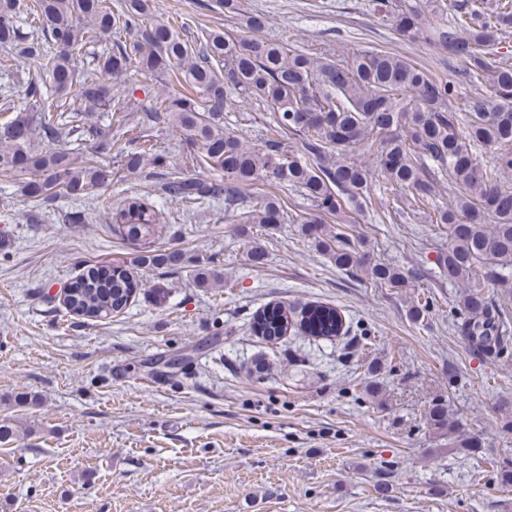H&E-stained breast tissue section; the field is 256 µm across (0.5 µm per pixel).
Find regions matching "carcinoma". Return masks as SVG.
Segmentation results:
<instances>
[{
  "instance_id": "carcinoma-1",
  "label": "carcinoma",
  "mask_w": 512,
  "mask_h": 512,
  "mask_svg": "<svg viewBox=\"0 0 512 512\" xmlns=\"http://www.w3.org/2000/svg\"><path fill=\"white\" fill-rule=\"evenodd\" d=\"M229 17H243L245 27L260 33L263 14L243 9L241 0H217ZM46 29L54 53L29 40L23 54L44 67L55 91L61 95L78 86L76 97L89 108L110 117L101 127L84 121L82 111L55 112L36 99L40 89L31 86L33 100L15 117L0 124V172L27 176L26 196L42 204L60 195H89L112 182L106 160L112 152V126L127 122L125 107H112V88L93 78L77 81L76 63L87 45L114 29L134 33L131 42L93 58L94 69L109 77L134 67L144 81L154 82L171 73L183 92L156 95L140 104L139 123L162 127L179 134L197 152L216 178L173 176L162 184L169 199L224 201V210L240 224H278L283 210L276 199L265 197L247 203L243 191L260 182L301 190L316 210L339 215L346 206L360 211L373 203L367 170L355 163H331L333 151L359 145L372 152L386 188L406 192L405 200L429 215L434 224L448 225V253L442 266L448 281L467 283L470 275L484 269L488 281L505 277L512 269V191L501 184V172L512 169V59L496 54L499 33L512 24V0H497V8L483 12L468 8L444 16L430 28L418 15L399 12L398 34L407 41L425 40L448 54V76L430 77L406 59L382 51L357 54L349 60L313 56L281 41L256 37L238 41L222 31H202L189 41L170 20L156 14L154 0H0V45L20 41L18 14ZM472 84H487V93L468 100L465 116L454 109L460 77ZM251 100L274 114L273 137L263 148L246 147L241 138L224 130V111L229 96ZM301 133L300 146L283 142V133ZM35 140L53 144L35 152ZM91 143L95 153L78 161L80 144ZM124 158L129 171L145 162L150 147L131 139ZM492 148L496 163L477 164L475 151ZM456 195L454 204L434 208L441 182ZM494 218L492 227L486 217ZM159 221L156 209L132 198L112 216L113 230L139 246L135 263L175 266L179 254H154L150 244ZM305 235L317 250L328 254L336 266L349 272L370 270L373 278L393 288H403L411 275L384 263L363 261L357 248L343 234H327L317 220L308 222ZM201 286L216 284L222 274L202 265L196 272ZM137 280L125 263L95 264L73 283L68 309L90 319L106 318L123 310ZM458 328L473 346H500L501 326L486 297L473 290L463 297ZM286 312L266 308L252 318L257 336L280 338L288 331ZM300 329L314 338L341 335V314L318 305L305 311Z\"/></svg>"
}]
</instances>
